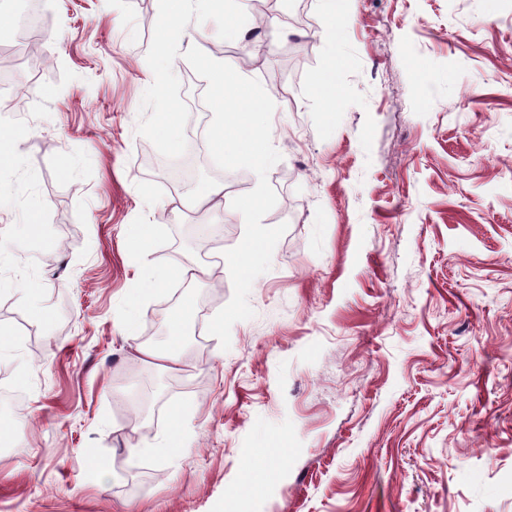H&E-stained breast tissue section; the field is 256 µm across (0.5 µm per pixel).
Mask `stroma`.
Masks as SVG:
<instances>
[{
  "mask_svg": "<svg viewBox=\"0 0 512 512\" xmlns=\"http://www.w3.org/2000/svg\"><path fill=\"white\" fill-rule=\"evenodd\" d=\"M39 2L43 61L0 89V512H512V0H352L334 23L311 0L308 25L230 41L204 22L197 47L252 60L275 104L263 223L288 226L226 350L206 325L256 175L189 143L226 201L189 205L137 133L158 0ZM130 224L156 227L145 255ZM189 259L212 277L147 288ZM178 291L166 370L135 346ZM191 304L186 302L182 311L179 315L171 317L166 322L167 328V344L160 351L154 349L145 348L141 345L136 347V350L151 357H161L171 362H178L181 359V346L183 342V336L186 335L187 329V317L191 313Z\"/></svg>",
  "mask_w": 512,
  "mask_h": 512,
  "instance_id": "stroma-1",
  "label": "stroma"
}]
</instances>
